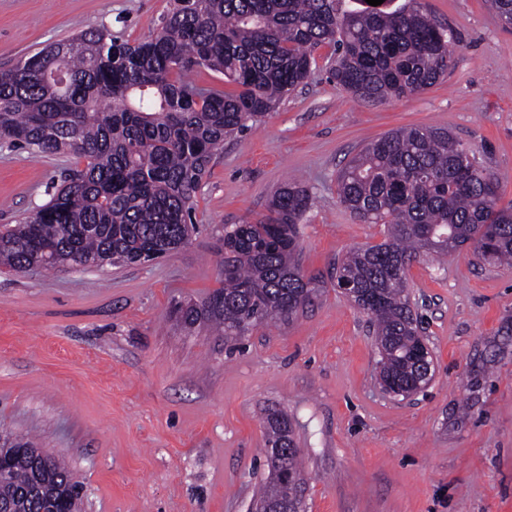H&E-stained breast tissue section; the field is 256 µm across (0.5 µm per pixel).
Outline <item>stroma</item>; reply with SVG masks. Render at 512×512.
Segmentation results:
<instances>
[{
    "label": "stroma",
    "instance_id": "35a3bbf8",
    "mask_svg": "<svg viewBox=\"0 0 512 512\" xmlns=\"http://www.w3.org/2000/svg\"><path fill=\"white\" fill-rule=\"evenodd\" d=\"M453 33L448 74L371 103L310 77L228 139L197 192V233L144 265L0 269V432L63 459L81 512H252L269 414L287 415L306 512H512V268L464 246L408 271L434 374L410 398L383 393L368 316L331 273L384 238L339 202L336 176L363 146L409 126L445 128L512 203V26L489 0H420ZM171 0H0V70L46 44L107 29L156 32ZM69 154L0 142V224L30 215ZM296 178L312 205L301 263L318 291L289 323L238 341L177 327L176 304L223 285L224 227L261 219Z\"/></svg>",
    "mask_w": 512,
    "mask_h": 512
}]
</instances>
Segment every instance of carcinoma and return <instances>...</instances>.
<instances>
[{
  "instance_id": "carcinoma-1",
  "label": "carcinoma",
  "mask_w": 512,
  "mask_h": 512,
  "mask_svg": "<svg viewBox=\"0 0 512 512\" xmlns=\"http://www.w3.org/2000/svg\"><path fill=\"white\" fill-rule=\"evenodd\" d=\"M175 2L160 30L141 41L101 29L0 72V140L86 160L38 211L0 225V267L20 272L46 249V268L86 270L179 248L224 141L302 84L322 44L336 51V84L363 101L420 93L448 71L452 33L417 0H193L190 9ZM196 69L219 73L238 90L185 82ZM337 194L362 223L384 225L382 242L347 252L333 271L356 289L352 302L370 317L379 384L408 392L425 372L409 265L466 243L485 264L511 265L512 206L499 205L469 148L431 127L369 143L339 171ZM310 204L309 190L290 181L260 220L224 227V286L200 304L177 306V323L185 330L210 324L236 341L258 325L290 321L315 292L300 264L299 223ZM264 453L259 500L275 512H298L301 486L280 478L301 474L287 416L267 417ZM77 487L52 455L38 485L18 460L0 482V512H43L48 499L79 512Z\"/></svg>"
}]
</instances>
